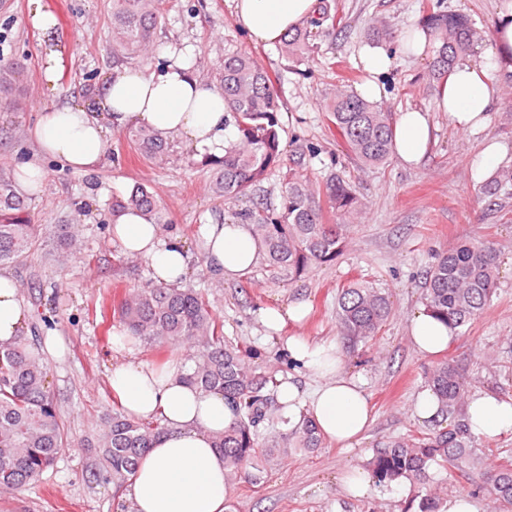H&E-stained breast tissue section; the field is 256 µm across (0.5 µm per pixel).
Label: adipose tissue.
Listing matches in <instances>:
<instances>
[{
	"label": "adipose tissue",
	"mask_w": 512,
	"mask_h": 512,
	"mask_svg": "<svg viewBox=\"0 0 512 512\" xmlns=\"http://www.w3.org/2000/svg\"><path fill=\"white\" fill-rule=\"evenodd\" d=\"M236 15L249 36L273 44L310 16L317 0H234ZM41 31L48 50L43 59L47 88H54L67 39L56 28L54 15L36 7L30 16ZM494 50L487 69L457 64L448 79L440 82L437 108L448 115L455 129L479 133L490 121L492 94L486 79L488 69L512 60V7L499 11L493 34ZM156 69L118 65L112 68L92 100L44 107L32 131L44 156L64 162L87 175L96 173L105 161L108 136L129 126L151 128L160 137L177 139L194 157L220 159L236 138L232 112L224 92L199 78L196 50L174 42L157 45ZM359 61L368 80L359 95L378 100L380 78L392 63L382 46H364ZM428 113L408 109L398 113L394 125L393 151L406 164L419 163L432 142ZM206 263L224 279L243 275L262 250L248 225L219 221L205 225ZM112 238L121 251L148 259L157 281L180 282L188 273L189 256L183 244L166 238L150 217L127 210L112 218ZM28 320L17 282L0 270V345L13 344ZM455 330L427 310L416 312L410 336L416 351L431 355L447 349ZM292 359L318 378V385L303 393L298 384L285 382L278 399L289 415L308 408L330 441L353 447L366 432L371 409L359 383L343 375L344 353L336 342L314 343L301 336L289 337ZM182 369L166 371L129 361L114 367L109 386L125 413L135 418L156 414L164 430L154 438L140 459L125 489L132 512H224L230 489L224 482V454L214 438L233 425L235 417L223 394H200L181 379ZM468 422L477 436L512 431V404L493 395L476 393L468 399Z\"/></svg>",
	"instance_id": "ef3b65f1"
}]
</instances>
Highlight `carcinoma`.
<instances>
[{
  "label": "carcinoma",
  "instance_id": "cac0c4a2",
  "mask_svg": "<svg viewBox=\"0 0 512 512\" xmlns=\"http://www.w3.org/2000/svg\"><path fill=\"white\" fill-rule=\"evenodd\" d=\"M112 59L122 61L153 53L154 33L165 11V0H110ZM344 26L329 0H318L315 13L280 40V54L302 64L317 50V37ZM418 26L433 37L430 79L448 76L457 62L473 55L482 37L471 18L441 6L422 12ZM224 90V102L234 114L237 139L224 159L204 158L197 167L211 171L209 189L221 206L253 193L274 169H286L279 203L267 201L240 214L263 244L260 264L296 278L310 269L330 265L343 253L353 224L366 214V203L340 176L330 175L315 188L300 174L312 146L296 147L289 162L282 157L280 112L283 104L269 73L251 54L224 56L213 75ZM19 70L0 66V105L18 104ZM327 119L345 141L349 154L364 165H381L393 153L391 114L365 101L356 92L337 88L327 103ZM129 148L146 162H161L171 143L148 128L122 133ZM512 186V165L501 168L485 192L497 194ZM342 223L327 224L320 197ZM138 210L157 224H167L153 186L134 182L126 195L112 202V212ZM49 243L60 248L64 263L78 247L75 231L66 224L49 227L31 223L27 208L13 190L9 176L0 175V265L26 258ZM499 255L489 241L464 243L441 253L426 273L423 298L428 311L462 327L479 316L496 290ZM393 315L388 294L381 288L353 282L337 296V328L344 351L354 352L379 333ZM114 318L133 340L170 342L187 347L188 369L183 381L203 394L219 391L231 406L233 426L216 436L224 451V481L232 487L244 476L258 481L267 465L300 449L322 447L315 419L304 413L292 421L276 400L279 386L273 370L251 363L252 351L224 342L223 324L201 291L151 281L127 289L114 308ZM33 325L11 346H0V493L35 484L54 465L65 447L64 424L48 377L50 367L37 346ZM439 404L435 428L419 435L399 436L375 449L367 468L379 482L410 486L402 512H440L447 500L433 481L432 467L478 473L475 491L487 495L491 512H512V460L477 469L488 451L468 426L465 412L468 379L448 361H439L425 376ZM285 426L267 437L261 428L272 422ZM158 421L131 418L115 410L99 418L94 439L87 442L106 480L121 490L134 474L141 456L162 430Z\"/></svg>",
  "mask_w": 512,
  "mask_h": 512
}]
</instances>
